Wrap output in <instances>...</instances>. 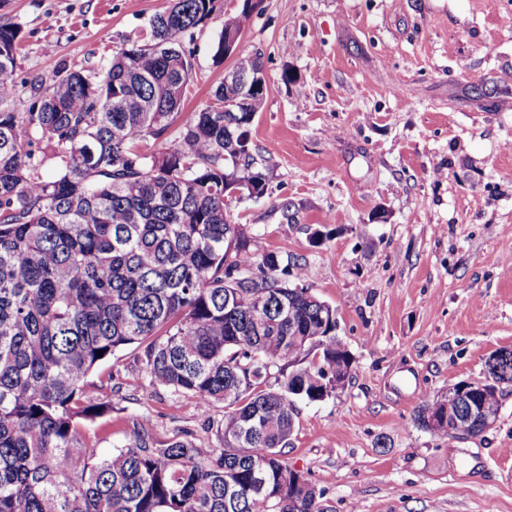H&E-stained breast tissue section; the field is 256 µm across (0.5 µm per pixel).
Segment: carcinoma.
I'll use <instances>...</instances> for the list:
<instances>
[{"instance_id": "cac0c4a2", "label": "carcinoma", "mask_w": 512, "mask_h": 512, "mask_svg": "<svg viewBox=\"0 0 512 512\" xmlns=\"http://www.w3.org/2000/svg\"><path fill=\"white\" fill-rule=\"evenodd\" d=\"M220 16L217 0H173L150 41L31 83L26 112L11 107L20 30L0 21V512H328L281 450L296 402L350 377L336 308L290 285L301 265L257 256L245 225L224 222V180L266 193L250 139L264 94L221 84L181 118L182 38ZM240 29L224 18L216 57ZM241 69H263L261 54ZM171 128L163 151L139 150ZM132 346L151 385L194 395L206 418L224 404V448L203 458L189 433L160 443L144 418L109 454L84 441L113 411L89 395L90 373ZM502 384L512 359L426 397L415 421L479 436L475 410L499 409Z\"/></svg>"}]
</instances>
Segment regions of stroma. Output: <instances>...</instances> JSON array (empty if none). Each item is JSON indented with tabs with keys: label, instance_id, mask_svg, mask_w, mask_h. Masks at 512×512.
Returning a JSON list of instances; mask_svg holds the SVG:
<instances>
[{
	"label": "stroma",
	"instance_id": "35a3bbf8",
	"mask_svg": "<svg viewBox=\"0 0 512 512\" xmlns=\"http://www.w3.org/2000/svg\"><path fill=\"white\" fill-rule=\"evenodd\" d=\"M168 0H0L19 25L16 111L29 83L150 36ZM218 23L194 33L186 112L235 57ZM242 49L267 85L251 126L267 191L233 204L256 254L306 268L354 357L348 383L298 402L283 458L329 512H512V385L497 424L438 437L414 417L425 396L480 381L512 349V0H263ZM112 416L86 430L101 451L146 417L160 441L220 447L223 405L149 385L133 350L93 371Z\"/></svg>",
	"mask_w": 512,
	"mask_h": 512
}]
</instances>
